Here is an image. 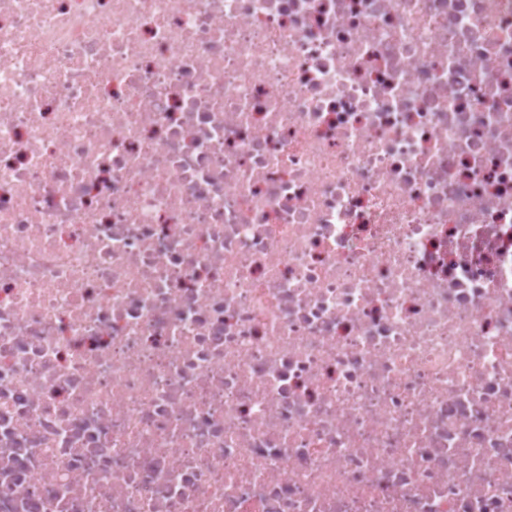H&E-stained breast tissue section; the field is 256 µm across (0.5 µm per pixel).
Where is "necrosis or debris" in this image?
<instances>
[{
	"label": "necrosis or debris",
	"instance_id": "1",
	"mask_svg": "<svg viewBox=\"0 0 512 512\" xmlns=\"http://www.w3.org/2000/svg\"><path fill=\"white\" fill-rule=\"evenodd\" d=\"M0 512H512V0H0Z\"/></svg>",
	"mask_w": 512,
	"mask_h": 512
}]
</instances>
